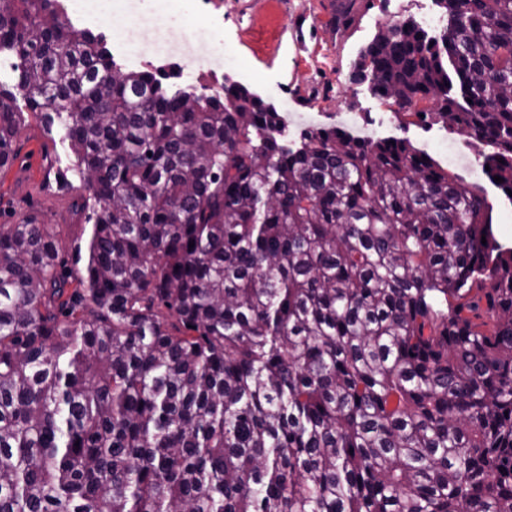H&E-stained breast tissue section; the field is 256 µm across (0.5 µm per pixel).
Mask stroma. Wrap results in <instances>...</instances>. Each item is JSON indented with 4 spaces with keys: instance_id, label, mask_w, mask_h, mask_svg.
Returning a JSON list of instances; mask_svg holds the SVG:
<instances>
[{
    "instance_id": "35a3bbf8",
    "label": "stroma",
    "mask_w": 512,
    "mask_h": 512,
    "mask_svg": "<svg viewBox=\"0 0 512 512\" xmlns=\"http://www.w3.org/2000/svg\"><path fill=\"white\" fill-rule=\"evenodd\" d=\"M385 0H224L208 9L205 26L169 16L166 24L143 31L145 43L158 44V57L183 63L187 77L223 70L218 43L232 46L248 67L229 71L286 116L291 134L307 127L350 125L348 115L374 105L366 90L346 95L359 50L384 22ZM407 136L451 172L468 175L464 160L449 162L442 125L412 121ZM15 162L0 172V224L34 216L53 225L64 241L80 235L87 212L79 192L59 189L56 177L70 165L65 143L52 142L35 115L25 117Z\"/></svg>"
}]
</instances>
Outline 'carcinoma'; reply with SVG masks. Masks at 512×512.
<instances>
[{
	"mask_svg": "<svg viewBox=\"0 0 512 512\" xmlns=\"http://www.w3.org/2000/svg\"><path fill=\"white\" fill-rule=\"evenodd\" d=\"M433 4L445 30L381 27L354 81L486 139L512 202V0ZM56 17L0 11V169L40 115L90 227L83 256L0 224V512H512V249L480 186L407 138L290 140L237 83L172 93Z\"/></svg>",
	"mask_w": 512,
	"mask_h": 512,
	"instance_id": "cac0c4a2",
	"label": "carcinoma"
}]
</instances>
